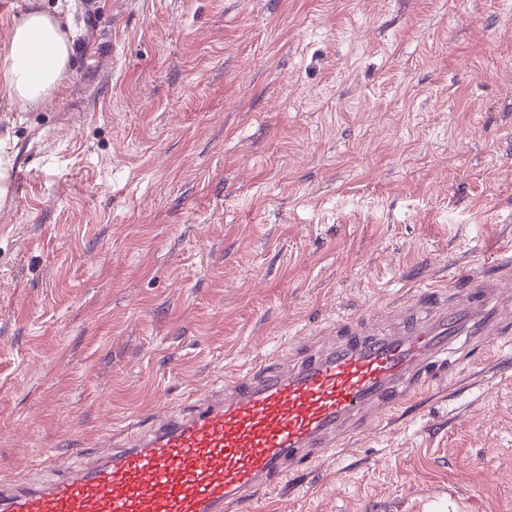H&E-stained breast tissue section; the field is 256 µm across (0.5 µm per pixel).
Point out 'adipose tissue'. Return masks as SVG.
<instances>
[{"label":"adipose tissue","mask_w":512,"mask_h":512,"mask_svg":"<svg viewBox=\"0 0 512 512\" xmlns=\"http://www.w3.org/2000/svg\"><path fill=\"white\" fill-rule=\"evenodd\" d=\"M71 54L56 16L37 9L27 12L0 51V92L22 111L47 102L64 82Z\"/></svg>","instance_id":"adipose-tissue-1"}]
</instances>
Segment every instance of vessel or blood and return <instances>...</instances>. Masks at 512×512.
I'll list each match as a JSON object with an SVG mask.
<instances>
[{
	"instance_id": "b4317fda",
	"label": "vessel or blood",
	"mask_w": 512,
	"mask_h": 512,
	"mask_svg": "<svg viewBox=\"0 0 512 512\" xmlns=\"http://www.w3.org/2000/svg\"><path fill=\"white\" fill-rule=\"evenodd\" d=\"M512 334V259L455 291L418 290L402 314L340 324L327 342L265 362L176 410L104 435L49 479L0 482V512H253L322 454L344 448L425 394L460 349Z\"/></svg>"
}]
</instances>
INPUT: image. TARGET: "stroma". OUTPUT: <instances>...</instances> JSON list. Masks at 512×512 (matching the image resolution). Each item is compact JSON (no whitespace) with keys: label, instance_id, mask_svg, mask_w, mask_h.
Instances as JSON below:
<instances>
[{"label":"stroma","instance_id":"obj_1","mask_svg":"<svg viewBox=\"0 0 512 512\" xmlns=\"http://www.w3.org/2000/svg\"><path fill=\"white\" fill-rule=\"evenodd\" d=\"M0 206V479L512 249V0H73ZM512 512V346L264 512Z\"/></svg>","mask_w":512,"mask_h":512}]
</instances>
